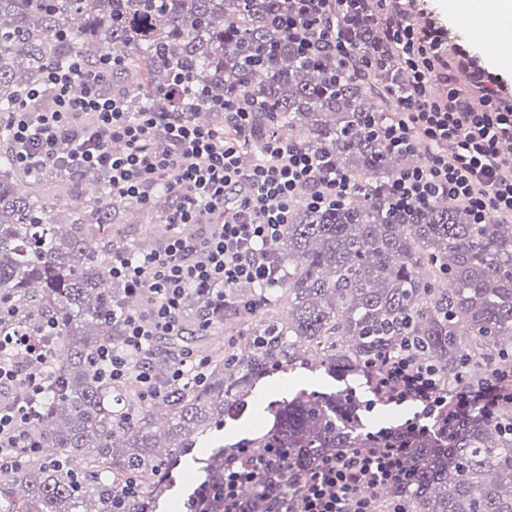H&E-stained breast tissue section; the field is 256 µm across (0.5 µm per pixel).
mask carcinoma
Segmentation results:
<instances>
[{
    "label": "carcinoma",
    "instance_id": "obj_1",
    "mask_svg": "<svg viewBox=\"0 0 512 512\" xmlns=\"http://www.w3.org/2000/svg\"><path fill=\"white\" fill-rule=\"evenodd\" d=\"M298 0H0V303L18 310L0 320V337L37 333L51 353L54 382L30 426L39 448L0 457V512H148L169 491L165 474L187 456L200 481L196 512H224L214 497L224 469L257 470L239 512H299L294 490L316 463L340 450L401 448L410 479L374 496L375 512H512V402L488 416L460 414L425 434L401 426L363 431L366 405L342 391L310 393L283 404L270 427L196 457L200 439L224 427L262 377L316 365L370 379L403 343L446 379L478 380L512 348V224H473L456 202L402 208L392 193L400 155L368 133L370 119L396 111L404 72L392 32L411 21L398 0H358L336 19L354 53L346 67L308 58L273 19ZM116 55L112 85L128 88L132 112L205 114L217 130L224 107L252 106L243 138L262 159L269 129L301 147L336 156L358 187L344 203L315 209L300 199L268 248L283 277L243 289L224 308L229 335L213 328L224 354L206 359L202 381L142 395L135 376L114 385L96 353L120 342L112 304L126 298L112 281V251L137 259L116 225L103 170L79 174L66 160L38 170L14 158L10 113L52 67L80 57ZM448 72L472 94L474 77L455 56ZM96 184L81 206L55 200ZM285 297L288 318L262 297ZM189 335L148 354L158 366L195 338L202 302L185 296ZM240 448L252 449L255 464Z\"/></svg>",
    "mask_w": 512,
    "mask_h": 512
}]
</instances>
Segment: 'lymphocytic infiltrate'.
<instances>
[{
  "label": "lymphocytic infiltrate",
  "instance_id": "lymphocytic-infiltrate-1",
  "mask_svg": "<svg viewBox=\"0 0 512 512\" xmlns=\"http://www.w3.org/2000/svg\"><path fill=\"white\" fill-rule=\"evenodd\" d=\"M294 14L280 18L303 55L342 60L347 45L331 17L357 8L358 0H299ZM411 82L398 97L400 110L383 124L373 125L376 138L398 154H422L419 166L394 179V196L407 205L439 198L464 203L471 220H512V103L493 74L480 77L481 99L471 104L457 80L448 75V48L430 29L408 24L393 33ZM116 57L97 63L74 59L68 67L50 69L44 86L32 98L47 94L49 107L13 113L11 128L20 166L57 163L61 142L72 146L80 171L108 169L112 196L141 207L154 204L153 190L165 185L173 198L166 215L172 234L142 259L125 252L112 256V280L141 305L131 310L112 307V324L122 339L105 346L98 361L106 377L123 383L134 359L142 364L138 380L145 396H160L154 371L142 359L157 341L184 335L179 310L187 293L204 303L197 322L208 329L224 317V306L240 284L276 282L278 268L266 246L282 234L297 197L310 206L338 204L357 187L322 150L293 144L273 133L263 147L264 159L242 169L238 138L249 129L252 114L231 109L234 136L197 125L178 112H132L126 95L108 81ZM440 84L432 94L431 84ZM48 352L41 337L15 332L0 343V391L20 385L21 400L0 401V455L16 448H37L29 431L39 414L37 403L49 380L42 372ZM376 398L389 404L408 402L421 408L409 426L451 410L484 414L512 399V360L482 381L447 380L421 363L411 348L389 356L370 381ZM402 449L362 448L323 458L296 490L304 512H372V494L406 482Z\"/></svg>",
  "mask_w": 512,
  "mask_h": 512
}]
</instances>
